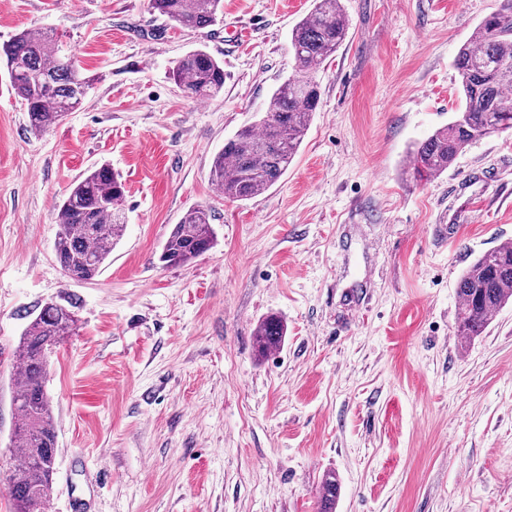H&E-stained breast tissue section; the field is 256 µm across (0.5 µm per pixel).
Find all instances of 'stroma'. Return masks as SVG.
I'll return each mask as SVG.
<instances>
[{
    "mask_svg": "<svg viewBox=\"0 0 512 512\" xmlns=\"http://www.w3.org/2000/svg\"><path fill=\"white\" fill-rule=\"evenodd\" d=\"M344 44L281 179L246 201L209 175L225 142L292 75L288 36L313 0H224L215 26L168 25L149 0H0V44L54 31L94 83L32 133L0 67V460L16 417L12 350L50 301L79 302L51 356L57 512H512V305L455 334L457 284L512 240V130L419 181L408 150L450 120L454 59L500 0H342ZM206 47L224 91L193 100L168 75ZM126 187V229L75 284L54 256L57 206L95 164ZM217 244L164 267L188 210ZM287 327L267 356L254 334ZM283 336L285 330L281 320L274 315L266 317L255 333V347L258 353L266 355L280 347ZM340 491V480L335 471L324 473L318 494V511L333 512L337 495Z\"/></svg>",
    "mask_w": 512,
    "mask_h": 512,
    "instance_id": "1",
    "label": "stroma"
}]
</instances>
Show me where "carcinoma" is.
<instances>
[{
	"mask_svg": "<svg viewBox=\"0 0 512 512\" xmlns=\"http://www.w3.org/2000/svg\"><path fill=\"white\" fill-rule=\"evenodd\" d=\"M174 26L198 30L213 26L223 0H149ZM349 21L341 0H314L313 9L291 30L295 75L271 94L255 124L240 129L224 144L210 171L211 184L224 197L245 201L272 187L288 170L317 112L321 91L317 68L345 42ZM11 89L24 101L34 133L53 128L76 110L93 85L69 57L59 54L54 34L24 29L0 45ZM462 106L454 119L416 143L410 169L424 179L448 171L463 151L493 134L492 127L512 128V0L480 21L454 60ZM170 77L195 99L224 90V64L196 49L170 69ZM125 184L102 163L76 179L57 208L54 252L65 276L88 282L103 269L124 231ZM215 244L211 214L204 208L187 213L174 225L159 261L180 266ZM459 308L456 335L466 342L485 331L490 316L512 302V241L484 253L465 271L456 289ZM78 302L71 296L43 306L21 333L14 349L21 387L15 396L18 418L13 446L20 463L9 474L14 512H46L56 473L57 431L53 402L46 390L45 353L60 346L76 329ZM285 336L281 320L270 315L258 326L255 347L266 355ZM340 491L334 471L324 473L318 512H333Z\"/></svg>",
	"mask_w": 512,
	"mask_h": 512,
	"instance_id": "obj_1",
	"label": "carcinoma"
}]
</instances>
